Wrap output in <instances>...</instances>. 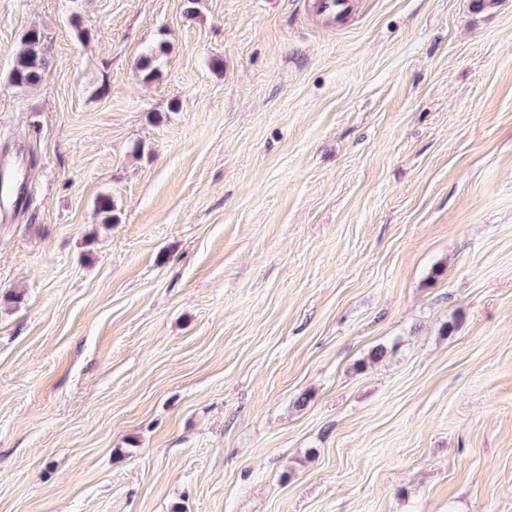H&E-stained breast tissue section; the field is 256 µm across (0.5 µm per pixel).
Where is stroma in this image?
<instances>
[{
	"instance_id": "35a3bbf8",
	"label": "stroma",
	"mask_w": 512,
	"mask_h": 512,
	"mask_svg": "<svg viewBox=\"0 0 512 512\" xmlns=\"http://www.w3.org/2000/svg\"><path fill=\"white\" fill-rule=\"evenodd\" d=\"M185 7L0 0V512H512V0ZM48 65L41 37L36 30L29 31L23 38V48L13 59L9 82L20 90H26L39 83ZM167 53V45L162 42L142 55L140 68L145 73V79L153 80L161 75V60Z\"/></svg>"
}]
</instances>
